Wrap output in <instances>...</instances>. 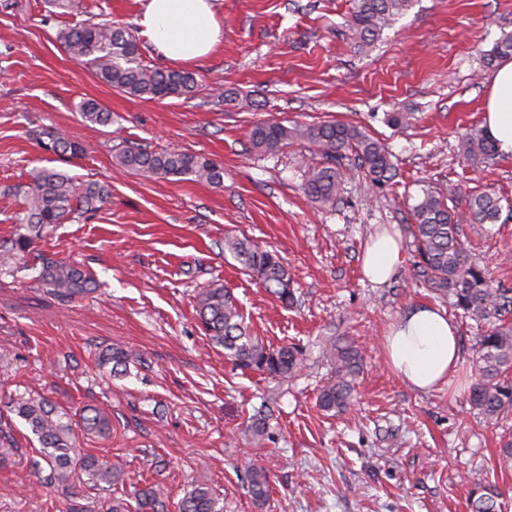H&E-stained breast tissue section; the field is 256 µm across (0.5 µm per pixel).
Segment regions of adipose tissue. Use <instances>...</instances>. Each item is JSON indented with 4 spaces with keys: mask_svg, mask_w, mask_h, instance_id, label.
<instances>
[{
    "mask_svg": "<svg viewBox=\"0 0 512 512\" xmlns=\"http://www.w3.org/2000/svg\"><path fill=\"white\" fill-rule=\"evenodd\" d=\"M142 34L165 58L194 63L220 47L224 32L216 17L215 0H145L138 20ZM483 127L498 154L512 155V61L489 77ZM403 261L400 238L388 229L367 242L361 256L362 273L382 285ZM384 349L394 375L419 390L447 382L459 361L455 324L438 308L420 306L391 325Z\"/></svg>",
    "mask_w": 512,
    "mask_h": 512,
    "instance_id": "ef3b65f1",
    "label": "adipose tissue"
}]
</instances>
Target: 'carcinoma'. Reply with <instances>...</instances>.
<instances>
[{"label":"carcinoma","instance_id":"carcinoma-1","mask_svg":"<svg viewBox=\"0 0 512 512\" xmlns=\"http://www.w3.org/2000/svg\"><path fill=\"white\" fill-rule=\"evenodd\" d=\"M414 0H352L348 29L361 51L372 48L384 30L406 13ZM66 51L89 64L95 75L113 89L143 99H163L187 95L195 86L192 74L157 69L139 61L135 35L112 24L85 22L62 34ZM512 54V33H505L485 55L491 65ZM77 111L82 120L99 126L112 124V113L94 99L81 101ZM43 148L58 156L76 155L81 147L61 132L46 133ZM251 147L274 153L293 142L315 149L323 162L314 166L304 184L308 198L323 209L334 208L341 200L344 184L343 159L351 154L370 184L386 186L394 177L395 167L388 147L363 128L343 122L295 124L264 122L249 133ZM464 158L477 166L493 158L496 149L484 129L475 127L461 140ZM116 163L147 178L174 177L219 186L224 182V168L201 155L181 151L155 152L141 147H126L115 155ZM109 197L106 186L97 182L76 184L55 169H41L32 176L24 191V206L18 223L28 233H18L3 249L0 263L27 264L34 239L52 224H60L74 214L96 209ZM449 197L440 190L425 188L412 205L414 262L416 281L452 300V306L464 319L475 322L476 379L468 401L486 422L494 423L500 414L512 410V289L495 285L489 270L480 266L462 240V223L496 224L500 220L501 199L490 192H479L469 201L466 215L448 207ZM224 251L275 299L287 305L293 299L292 278L281 257L262 249L249 237L231 235L224 239ZM40 282L60 299L84 294L95 287L93 277L80 267L53 261L45 256L34 258ZM200 326L211 343L224 349V356L236 365L271 377H286L297 372L304 361L296 346L273 348L250 334L233 293L221 284L203 289L196 299ZM324 357L332 365L329 378L318 389L317 404L325 412L342 413L351 409L355 399V379L362 361L358 347L331 337L326 340ZM133 354L120 347L106 349L101 364L124 366ZM11 411L25 421L40 445V459L34 461L42 473V486L68 488L74 476H86L92 490H112L124 482L123 474L112 460L77 451L78 433L110 435L112 423L101 410L73 416L70 411L41 397L19 396L12 400ZM251 442L259 447L268 436L267 424L254 418L246 426ZM247 488L252 499L263 505L269 496V477L265 470L253 468L247 474ZM499 493L484 490L471 502L472 512H502ZM135 512H165L163 491L147 485L135 493ZM178 512H224L220 499L210 487L198 484L180 501Z\"/></svg>","mask_w":512,"mask_h":512}]
</instances>
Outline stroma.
<instances>
[{"mask_svg":"<svg viewBox=\"0 0 512 512\" xmlns=\"http://www.w3.org/2000/svg\"><path fill=\"white\" fill-rule=\"evenodd\" d=\"M73 3L63 11L46 0H0V241L19 233L16 189L38 169L110 189L89 218L54 225L33 244L88 271L94 292L63 301L36 270L0 267V432L15 441L0 464V512L69 505L31 468L38 442L8 407L26 393L110 416V437L79 446L111 457L124 482L111 493L81 489L77 500L92 512L150 483L173 504L192 485H207L224 512H471L473 493L490 486L512 512V468L498 461L512 414L491 425L467 399L475 323H456L455 382L427 392L391 372L382 343L413 308L449 307L414 280L409 228L422 188L452 187L460 212L488 188L512 201V157L475 167L459 153L461 136L483 124L491 74L484 56L512 32V0H416L367 52L344 30L349 0H218L224 41L209 57L186 66L140 40L143 64L195 77L189 95L162 100L106 85L58 39L86 20L135 28L144 0ZM85 99L111 112L110 126L82 121ZM390 112L409 120L389 126ZM332 120L382 139L397 175L375 190L350 168L341 201L321 210L303 192L317 157L297 143L253 150L249 132L265 121ZM53 130L82 153L61 160L44 151L40 142ZM127 146L204 156L223 167L224 183L144 178L116 164ZM384 227L399 233L403 262L389 283L374 286L363 279L361 253ZM462 230L476 261L512 288V218ZM230 232L282 256L293 305L225 260ZM212 283L233 291L253 335L303 349L299 371L270 379L235 367L210 343L194 297ZM332 336L352 340L363 357L357 403L343 414L316 405L330 372L322 345ZM110 346L139 359L115 372L97 368L95 356ZM264 405L270 438L256 447L245 427ZM254 466L270 478L261 507L245 488Z\"/></svg>","mask_w":512,"mask_h":512,"instance_id":"1","label":"stroma"}]
</instances>
